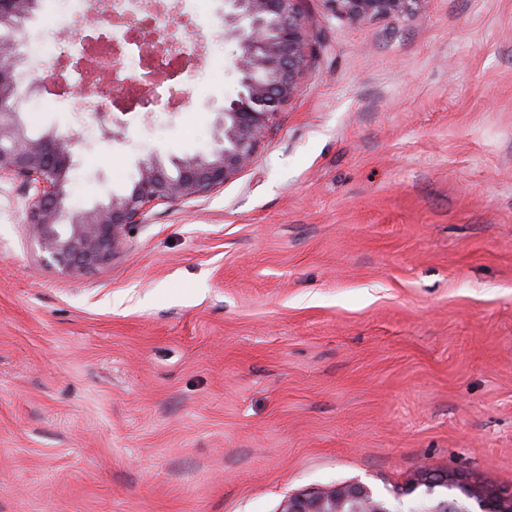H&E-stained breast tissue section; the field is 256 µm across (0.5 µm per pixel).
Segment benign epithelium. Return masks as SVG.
<instances>
[{
  "label": "benign epithelium",
  "instance_id": "benign-epithelium-1",
  "mask_svg": "<svg viewBox=\"0 0 512 512\" xmlns=\"http://www.w3.org/2000/svg\"><path fill=\"white\" fill-rule=\"evenodd\" d=\"M298 0H224V35L241 54L234 65L240 90L224 102L208 153L171 160L154 155L139 166L138 178L123 193L92 207L68 204L73 170L72 141L50 131L31 137L23 104L40 91L28 79L19 40L0 36V173L34 190L28 226L50 257L73 272L92 269L123 247L128 230L153 206L190 200L224 186L253 159L271 120L301 89L313 51ZM353 23L400 16L423 0H329ZM38 0H0V29L38 9ZM495 512H512V490L492 489ZM359 483L309 488L287 497L280 512H340L336 504L366 497Z\"/></svg>",
  "mask_w": 512,
  "mask_h": 512
}]
</instances>
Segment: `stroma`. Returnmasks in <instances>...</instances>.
<instances>
[{"instance_id": "35a3bbf8", "label": "stroma", "mask_w": 512, "mask_h": 512, "mask_svg": "<svg viewBox=\"0 0 512 512\" xmlns=\"http://www.w3.org/2000/svg\"><path fill=\"white\" fill-rule=\"evenodd\" d=\"M298 8L316 51L252 164L103 265L51 260L0 177V512H279L425 469L512 487V0ZM196 39L217 72L184 107L102 102L120 135L91 144L62 58H27L74 205L210 149L239 46L216 16ZM336 12L353 23H363L377 16H400L423 0H330ZM367 488L359 483L341 486L309 488L287 497L280 512H340L336 503L344 504L365 498Z\"/></svg>"}]
</instances>
